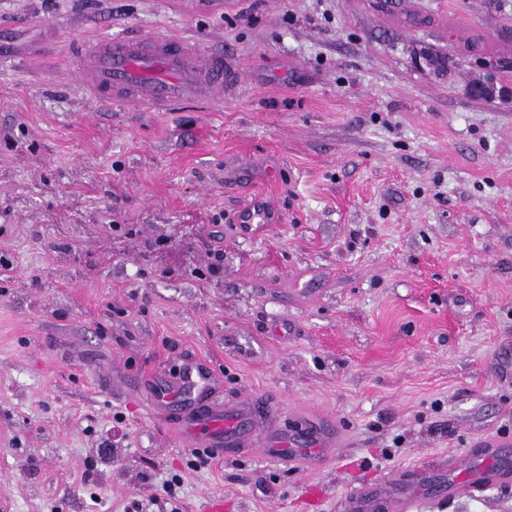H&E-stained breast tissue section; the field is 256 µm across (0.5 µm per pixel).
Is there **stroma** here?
I'll return each instance as SVG.
<instances>
[{"label": "stroma", "instance_id": "obj_1", "mask_svg": "<svg viewBox=\"0 0 512 512\" xmlns=\"http://www.w3.org/2000/svg\"><path fill=\"white\" fill-rule=\"evenodd\" d=\"M152 35L223 102L92 101L75 45ZM191 359L335 455L191 451L143 387ZM508 431L512 0H0V512H346Z\"/></svg>", "mask_w": 512, "mask_h": 512}]
</instances>
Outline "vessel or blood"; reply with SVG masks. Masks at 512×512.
<instances>
[{
    "mask_svg": "<svg viewBox=\"0 0 512 512\" xmlns=\"http://www.w3.org/2000/svg\"><path fill=\"white\" fill-rule=\"evenodd\" d=\"M227 76L223 55L171 37L106 40L80 53L79 77L95 96L125 99L142 108H165L186 100H223ZM217 383L210 366L190 360L172 380L151 390L148 402L160 413L181 407L185 392L194 388L206 392ZM181 435L187 446L206 448L217 456L228 447L243 453L257 450L266 458L301 468L326 459L336 444L333 435L319 431L304 441L272 432L262 446H255L242 433L240 420L225 417L217 404L190 408ZM510 446L512 441L502 437L484 441L479 451L481 466L449 482V497L472 496L512 482V473L500 463ZM350 502L353 512H417L419 506L415 494L396 497L369 489L354 490Z\"/></svg>",
    "mask_w": 512,
    "mask_h": 512,
    "instance_id": "1",
    "label": "vessel or blood"
}]
</instances>
